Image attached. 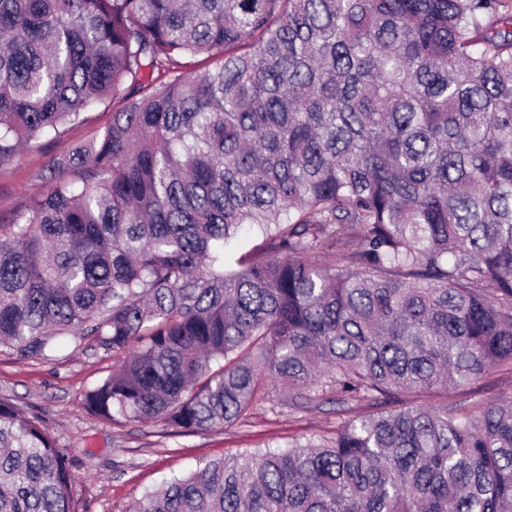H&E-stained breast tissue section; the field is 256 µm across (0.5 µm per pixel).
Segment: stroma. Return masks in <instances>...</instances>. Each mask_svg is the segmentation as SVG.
Segmentation results:
<instances>
[{"label": "stroma", "mask_w": 512, "mask_h": 512, "mask_svg": "<svg viewBox=\"0 0 512 512\" xmlns=\"http://www.w3.org/2000/svg\"><path fill=\"white\" fill-rule=\"evenodd\" d=\"M112 117L111 105L91 108L84 120L62 128L49 143L37 142L0 164V219L23 210L48 186L47 164L76 144L99 135ZM115 367L111 352L63 340L47 359L0 352V400L36 416L67 448L77 480L76 512H129L146 492L172 475L244 448L275 450L312 435H329L347 419L335 395L296 406L269 386L235 423L212 430L176 432L152 422L113 423L82 407L84 391ZM512 397V369L503 367L472 384L440 393L438 402L472 405Z\"/></svg>", "instance_id": "35a3bbf8"}]
</instances>
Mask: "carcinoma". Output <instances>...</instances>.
I'll return each mask as SVG.
<instances>
[{
	"instance_id": "carcinoma-1",
	"label": "carcinoma",
	"mask_w": 512,
	"mask_h": 512,
	"mask_svg": "<svg viewBox=\"0 0 512 512\" xmlns=\"http://www.w3.org/2000/svg\"><path fill=\"white\" fill-rule=\"evenodd\" d=\"M109 100L0 224V350L91 337L121 364L84 408L175 431L272 383L394 405L136 512H512V401L429 403L512 367L505 0H0V163ZM75 498L55 437L0 400V512Z\"/></svg>"
}]
</instances>
